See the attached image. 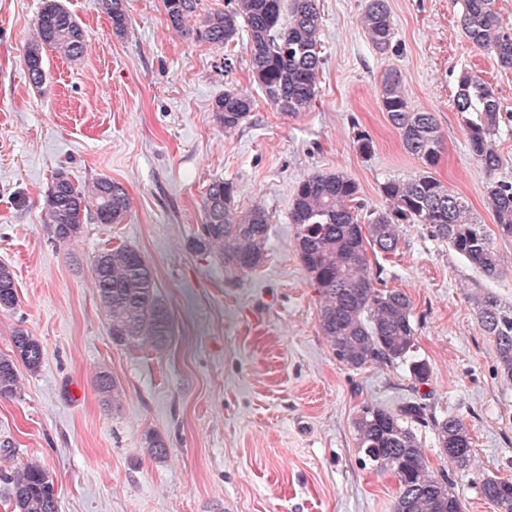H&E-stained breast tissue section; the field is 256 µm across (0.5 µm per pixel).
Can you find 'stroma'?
<instances>
[{
    "label": "stroma",
    "instance_id": "1",
    "mask_svg": "<svg viewBox=\"0 0 512 512\" xmlns=\"http://www.w3.org/2000/svg\"><path fill=\"white\" fill-rule=\"evenodd\" d=\"M88 50L71 62L44 51L46 81L33 86L23 55L42 0H0V263L19 305L0 313V353L21 328L43 348L37 372L0 400V512L4 478L36 462L52 475L58 512H391L396 478L363 468L353 420L363 404L425 403L468 426L474 472L448 476L465 512H497L476 472L512 477V384L467 297L478 275L419 224L402 228L394 255L371 260L384 287L409 296L416 358L431 370L414 385L407 366L339 364L321 334L318 292L293 247L288 214L297 183L315 171L356 182L367 207L381 183L417 173L383 112L379 85L397 70L411 106L434 113L444 136L435 174L493 224L488 177L468 151L454 105L462 72L478 74L512 124V70L474 47L459 25L463 0H388L395 37L386 53L359 23L365 0H318L324 66L316 106L290 118L257 94L244 52L175 34L163 0H124L128 24L112 30L98 0H61ZM228 89L254 92L255 108L232 134L214 120ZM369 135L371 154L356 139ZM76 185L109 177L131 208L119 224L87 220L74 241L54 243L44 194L57 171ZM238 187L240 209L273 217L263 264L235 279L212 254L191 250L212 179ZM128 245L150 263L173 319L169 346L113 344L93 283L103 249ZM120 387L104 405L99 372ZM168 454L151 458L148 433Z\"/></svg>",
    "mask_w": 512,
    "mask_h": 512
}]
</instances>
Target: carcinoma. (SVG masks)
Wrapping results in <instances>:
<instances>
[{
	"instance_id": "cac0c4a2",
	"label": "carcinoma",
	"mask_w": 512,
	"mask_h": 512,
	"mask_svg": "<svg viewBox=\"0 0 512 512\" xmlns=\"http://www.w3.org/2000/svg\"><path fill=\"white\" fill-rule=\"evenodd\" d=\"M227 2L228 9L203 16L192 28L186 21L196 11L197 0H164V5L172 27L192 40L229 48L243 44L254 83L280 114L296 118L310 111L323 65V20L317 0ZM99 5L111 19L112 29L123 33L128 23L123 0H99ZM360 23L378 52L390 48L395 28L387 0H366ZM460 25L474 47L512 70V32L501 25L495 0H464ZM46 49L73 61L86 51L85 31L59 0H43L36 33L24 51L30 82L37 87L45 79ZM380 100L403 148L423 163L424 170L384 181L380 208H365L356 183L338 171L308 175L293 197L289 223L294 225L295 250L319 290L321 333L336 360L349 369L408 361L415 384L430 380L429 364L410 360L417 342L410 298L381 287L380 275L370 264V256L398 249L401 225L422 224L431 237L447 243L479 273L472 301L485 334L494 338L501 376L512 382V305L485 286L504 273L494 235L512 238V180L501 175L502 158L493 146L502 119L498 97L480 77L464 72L454 99L457 111L465 115L469 152L488 175L493 230L435 176L443 142L437 119L434 113L410 105L397 72L382 75ZM253 106L249 93L227 90L215 100L214 118L230 134L248 120ZM236 197L237 187L229 180L215 179L208 185L202 224L191 245L194 251L215 254L225 273L242 277L264 261L272 216L260 205L240 210ZM129 209L128 193L120 183L100 177L77 186L62 171L54 175L43 202L44 223L57 243L77 236L91 215L99 224H119ZM92 273L112 343L164 350L172 335L171 315L145 257L126 245L105 249L94 257ZM17 305L13 272L0 264V312L13 311ZM11 340L12 354H0V399L20 393L17 364L35 372L43 359L41 344L27 331L14 330ZM96 388L105 402L118 403L120 390L108 373L97 375ZM428 425L448 465L470 469L472 441L464 421L451 414L435 418L417 400L395 410L373 403L361 406L354 421L361 461L397 478L393 512H464L463 499L444 471L430 465L422 448L415 428ZM145 444L153 459L166 457L167 443L161 436L149 434ZM8 482L13 512H57L53 481L40 464L12 469ZM480 492L498 512H512L511 477L483 475Z\"/></svg>"
}]
</instances>
